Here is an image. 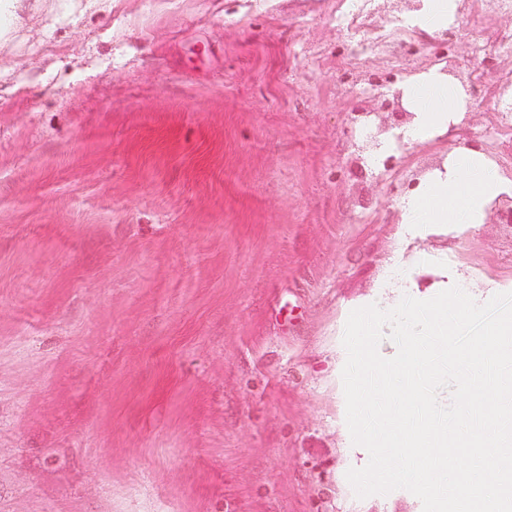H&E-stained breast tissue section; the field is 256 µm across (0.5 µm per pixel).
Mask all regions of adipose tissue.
Masks as SVG:
<instances>
[{
    "label": "adipose tissue",
    "instance_id": "adipose-tissue-1",
    "mask_svg": "<svg viewBox=\"0 0 512 512\" xmlns=\"http://www.w3.org/2000/svg\"><path fill=\"white\" fill-rule=\"evenodd\" d=\"M457 0H421L407 17L409 27L430 34L445 32L457 16ZM404 108L411 112L408 133L426 142L449 133L466 111V93L454 77L433 68L408 78L400 87ZM512 197V178L487 153L456 146L440 168L420 181L397 205L400 224L409 236L421 227L452 224L458 230L476 228L501 198Z\"/></svg>",
    "mask_w": 512,
    "mask_h": 512
}]
</instances>
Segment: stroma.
Segmentation results:
<instances>
[{
	"label": "stroma",
	"mask_w": 512,
	"mask_h": 512,
	"mask_svg": "<svg viewBox=\"0 0 512 512\" xmlns=\"http://www.w3.org/2000/svg\"><path fill=\"white\" fill-rule=\"evenodd\" d=\"M19 0L0 17V512H423L358 498L350 312L384 287L398 202L459 138L399 140L369 74L435 65L407 0ZM370 110L368 124L355 109ZM468 129L512 175V122ZM512 276V224L415 240ZM370 0H349V4L343 10L341 8L337 21L350 32H355L368 17V4Z\"/></svg>",
	"instance_id": "1"
}]
</instances>
